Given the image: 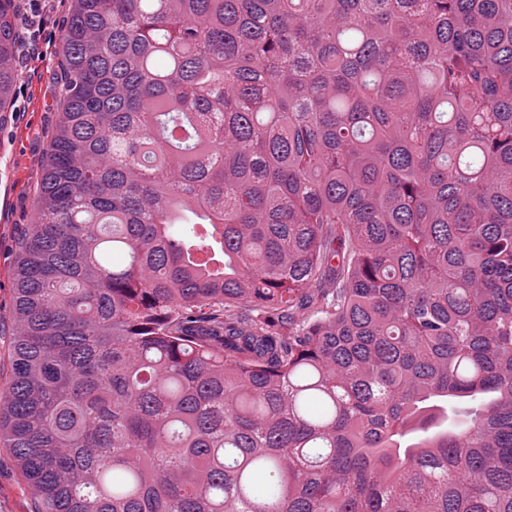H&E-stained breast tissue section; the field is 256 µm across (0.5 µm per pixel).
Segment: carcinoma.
Masks as SVG:
<instances>
[{
    "mask_svg": "<svg viewBox=\"0 0 512 512\" xmlns=\"http://www.w3.org/2000/svg\"><path fill=\"white\" fill-rule=\"evenodd\" d=\"M57 38L0 394L31 512H512V0H71Z\"/></svg>",
    "mask_w": 512,
    "mask_h": 512,
    "instance_id": "cac0c4a2",
    "label": "carcinoma"
}]
</instances>
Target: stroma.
Returning a JSON list of instances; mask_svg holds the SVG:
<instances>
[{"label":"stroma","mask_w":512,"mask_h":512,"mask_svg":"<svg viewBox=\"0 0 512 512\" xmlns=\"http://www.w3.org/2000/svg\"><path fill=\"white\" fill-rule=\"evenodd\" d=\"M67 0H55L46 19L47 43L21 52L14 107L0 115V364L13 334L11 270L19 231L35 221L45 151L59 112L52 78L60 45L55 36ZM31 495L9 449L0 447V512H30Z\"/></svg>","instance_id":"obj_1"}]
</instances>
